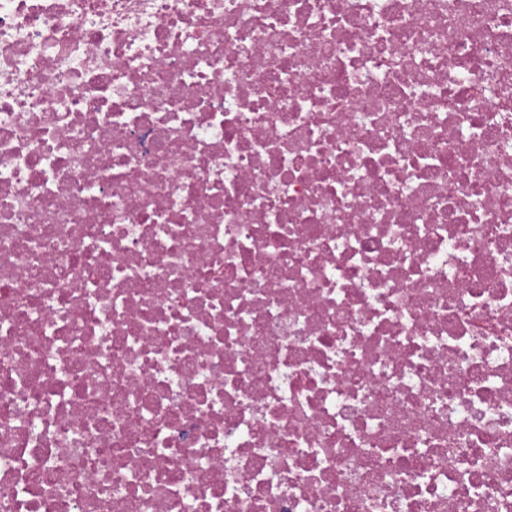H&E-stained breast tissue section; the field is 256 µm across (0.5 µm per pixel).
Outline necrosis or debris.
Returning a JSON list of instances; mask_svg holds the SVG:
<instances>
[{
  "label": "necrosis or debris",
  "mask_w": 512,
  "mask_h": 512,
  "mask_svg": "<svg viewBox=\"0 0 512 512\" xmlns=\"http://www.w3.org/2000/svg\"><path fill=\"white\" fill-rule=\"evenodd\" d=\"M0 512H512V0H0Z\"/></svg>",
  "instance_id": "necrosis-or-debris-1"
}]
</instances>
